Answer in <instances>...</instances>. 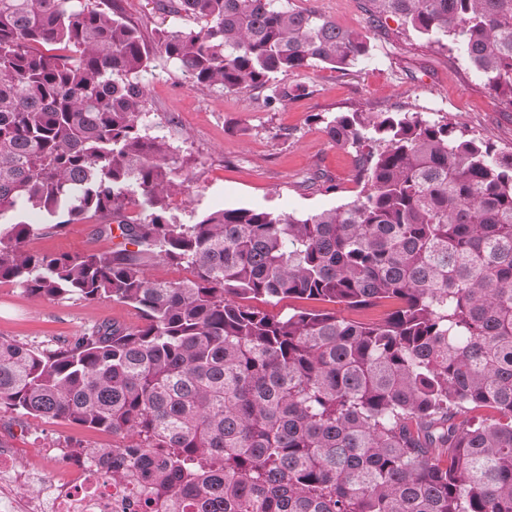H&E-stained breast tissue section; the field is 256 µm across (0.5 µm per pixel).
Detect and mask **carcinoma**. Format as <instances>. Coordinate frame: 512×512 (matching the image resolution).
<instances>
[{
  "instance_id": "carcinoma-1",
  "label": "carcinoma",
  "mask_w": 512,
  "mask_h": 512,
  "mask_svg": "<svg viewBox=\"0 0 512 512\" xmlns=\"http://www.w3.org/2000/svg\"><path fill=\"white\" fill-rule=\"evenodd\" d=\"M469 59L512 106V0H367ZM194 26L155 43L190 88H302L344 70L357 32L289 0H155ZM151 47L96 0H0V284L112 300L142 322L54 348L0 338V409L118 438L111 462L146 512H512V151L420 112H341L350 203L297 218L248 207L166 218L179 157L142 125ZM97 218L108 251L28 238ZM189 269L151 277L145 258ZM304 302L286 314L263 304ZM324 307H319V304ZM346 309L391 305L379 321Z\"/></svg>"
}]
</instances>
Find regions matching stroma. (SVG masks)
Wrapping results in <instances>:
<instances>
[{"mask_svg":"<svg viewBox=\"0 0 512 512\" xmlns=\"http://www.w3.org/2000/svg\"><path fill=\"white\" fill-rule=\"evenodd\" d=\"M113 2L148 40L155 29L189 24L187 18L161 14L153 0ZM291 3L296 9H318L361 33L370 44L369 56L346 72L313 67L288 75V83L305 87V94L269 105L264 89L192 90L176 66L153 51L144 121L184 158L188 177L187 193L169 202L171 223L194 224L211 212L237 207L301 217L351 202L361 189L355 156L332 141L324 124L325 117L339 112H421L512 151V107L488 91L467 59L404 32L395 17H383L380 28H371L364 0ZM318 173L325 180L317 184ZM92 228L89 221L69 224L60 232L30 237L26 247L70 254L112 248V240L95 238ZM113 321L133 326L141 318L132 307L113 301L36 300L20 287L0 285L3 338L49 347ZM0 441L13 448L23 469L53 472L75 443L93 447L111 443L112 436L75 423L24 422L0 409Z\"/></svg>","mask_w":512,"mask_h":512,"instance_id":"1","label":"stroma"}]
</instances>
